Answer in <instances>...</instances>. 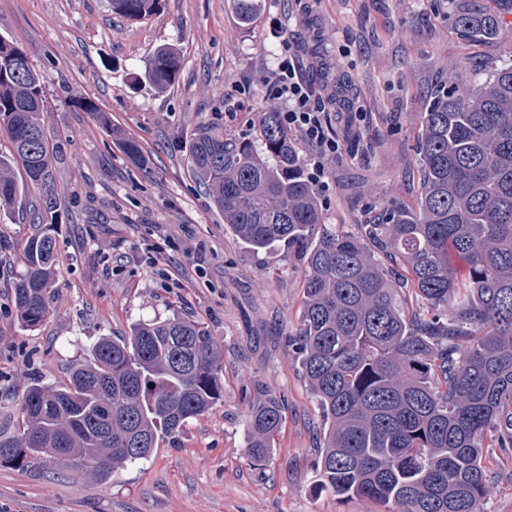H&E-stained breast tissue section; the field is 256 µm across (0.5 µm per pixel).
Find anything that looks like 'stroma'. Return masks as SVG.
<instances>
[{
	"mask_svg": "<svg viewBox=\"0 0 512 512\" xmlns=\"http://www.w3.org/2000/svg\"><path fill=\"white\" fill-rule=\"evenodd\" d=\"M453 0H263L240 25L232 0H164L149 19L112 14L106 0H0V36L37 65L45 123L67 140L56 163L58 289L53 310L22 327L13 283L30 214L20 187L0 214V435L15 434L18 403L34 382L61 383L101 336L142 320L181 316L213 340L221 401L164 440L143 463L107 481L40 459L0 464L6 512H385L370 499L316 482L322 427L288 337L300 326L306 266L287 248L255 253L235 236L191 176L184 146L207 126L251 140L267 85L296 53L303 75L337 96L328 122L341 146L327 162V224H362L380 205L412 202L415 141L432 88H472L474 64L512 60V14L496 43L454 31ZM175 45L183 67L164 89L131 88L154 50ZM96 109L82 111L78 100ZM107 113L101 125L98 112ZM144 159L131 161L125 140ZM286 407L267 457L248 452L246 415L264 394Z\"/></svg>",
	"mask_w": 512,
	"mask_h": 512,
	"instance_id": "35a3bbf8",
	"label": "stroma"
}]
</instances>
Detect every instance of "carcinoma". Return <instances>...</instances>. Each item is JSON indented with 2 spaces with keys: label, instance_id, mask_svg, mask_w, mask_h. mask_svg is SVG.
<instances>
[{
  "label": "carcinoma",
  "instance_id": "1",
  "mask_svg": "<svg viewBox=\"0 0 512 512\" xmlns=\"http://www.w3.org/2000/svg\"><path fill=\"white\" fill-rule=\"evenodd\" d=\"M484 9L459 0L457 35L493 43L512 0ZM262 0H233L249 25ZM112 13L144 19L161 0H108ZM0 37V211L14 203L22 167L41 191L38 228L22 248L16 316L47 318L58 280L54 221L56 144L45 125L38 70ZM182 68L158 48L136 82L157 89ZM418 196L386 205L378 222L343 231L322 223L296 147L272 110L256 140L206 127L188 163L224 223L253 251L303 248L302 326L288 337L323 418L314 467L319 485L397 512H483L492 467L512 459V63L474 73L470 93L429 95L416 144ZM465 264L467 276L459 277ZM219 356L198 322L172 317L131 334L102 336L61 384L33 383L18 407L17 435L0 437V461H69L108 477L147 460L223 396ZM286 420L269 396L247 416L249 452L263 460Z\"/></svg>",
  "mask_w": 512,
  "mask_h": 512
}]
</instances>
